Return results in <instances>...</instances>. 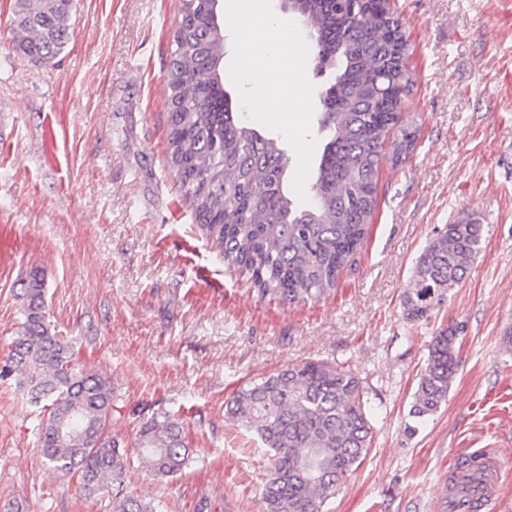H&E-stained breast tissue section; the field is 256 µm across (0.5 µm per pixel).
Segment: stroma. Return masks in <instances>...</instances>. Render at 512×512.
<instances>
[{
  "label": "stroma",
  "mask_w": 512,
  "mask_h": 512,
  "mask_svg": "<svg viewBox=\"0 0 512 512\" xmlns=\"http://www.w3.org/2000/svg\"><path fill=\"white\" fill-rule=\"evenodd\" d=\"M0 0V356L25 320L31 276L47 319L112 387L109 428L131 447L152 415L190 443L172 478L127 468L88 497L39 453L46 419L0 380V512H112L116 496L160 512H261L268 456L225 404L292 363L351 368L371 450L324 512H434L470 448H501L512 512V0H394L416 77L404 112L416 146L378 178L364 243L317 301L257 297L199 226L169 158L167 74L182 0H74L71 37L36 67ZM484 226L480 254L425 320L407 318L413 265L444 225ZM459 326L448 400L410 410L434 336Z\"/></svg>",
  "instance_id": "35a3bbf8"
}]
</instances>
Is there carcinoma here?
Segmentation results:
<instances>
[{"mask_svg": "<svg viewBox=\"0 0 512 512\" xmlns=\"http://www.w3.org/2000/svg\"><path fill=\"white\" fill-rule=\"evenodd\" d=\"M214 0H184L168 73L170 159L207 234L224 261L251 281L261 298L288 303L319 299L361 246L377 205V179L416 141L403 115L414 78L403 23L380 0H301L314 50L332 82L322 99L320 126L330 132L310 204H296L284 185L282 144L248 129L228 106L218 79L224 25ZM73 0H14L16 50L46 65L66 47ZM483 225L447 224L413 266L403 307L420 321L460 286L481 251ZM22 331L0 359V379L18 377L30 402L47 412L40 454L88 494L120 483L138 461L156 478L186 467L182 422L153 417L133 452L108 435L109 381L77 363L76 350L46 319L41 280L25 292ZM457 328L433 338L411 413L423 418L448 400L460 360ZM225 414L254 432L270 450L262 512H322L370 451L372 426L364 388L351 369L322 361L293 363L241 387ZM113 512H157L134 499Z\"/></svg>", "mask_w": 512, "mask_h": 512, "instance_id": "obj_1", "label": "carcinoma"}]
</instances>
